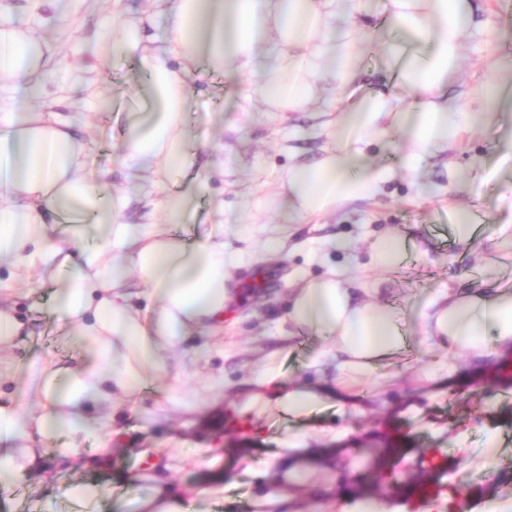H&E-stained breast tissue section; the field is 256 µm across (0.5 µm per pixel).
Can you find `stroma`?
Segmentation results:
<instances>
[{
  "label": "stroma",
  "mask_w": 512,
  "mask_h": 512,
  "mask_svg": "<svg viewBox=\"0 0 512 512\" xmlns=\"http://www.w3.org/2000/svg\"><path fill=\"white\" fill-rule=\"evenodd\" d=\"M145 8V0H0V24L33 30L54 52L47 70L33 78L31 101L71 122L77 136L99 143L91 168L106 176L116 193L130 191L139 181L120 170L115 156L124 132V100L142 81L143 71L135 54L105 59L99 46L106 36L122 37L126 26L137 24L144 40L163 48L167 19L160 14L146 17ZM358 65L363 82L357 96L392 95L393 84L382 70L376 41L364 43ZM511 73L512 0H474L464 58L448 85L449 104L471 117L460 143L428 156L422 177L415 182L401 167L405 142L389 136L370 149L377 162L394 169L383 192L311 220L288 208L287 176L291 167L321 155L333 132L332 122L341 120L343 106L334 84L319 87L309 111L284 113L270 111L260 94L244 97L239 85L227 78L196 74L188 101L191 141L223 146L224 169L199 185L189 222L247 224L256 206L267 200L268 223L284 228L283 251L265 269L264 287L236 305L223 328L176 341L170 352L171 371L186 372L191 383L202 388L192 407L169 403L171 381L161 379L153 394L122 404L130 432L125 445L112 451L107 466L88 465L106 445L94 436L83 441L81 459L70 466H60L54 452H47L27 484L0 492V512H120L116 498L149 496L140 451L156 446L165 449L176 482L201 481L206 470L196 466L195 450L218 443L230 448L239 439L224 426L225 413L243 400L234 384L273 352L279 353L288 377H300L307 355L321 347L316 335L290 331L283 315L289 284L320 276L325 265H344L349 288L382 281L383 301L407 312L444 286L486 287L482 265L498 254L492 230L502 220L498 186L502 178L512 177V161L504 157L505 144L512 139V101L491 100L481 87L490 77ZM488 112L499 113L498 131L486 130ZM459 205L469 208L480 225L477 242L469 249L452 235ZM383 233L410 240L402 263L388 269L375 267L367 249L369 240ZM333 239L347 240L349 249L341 253L330 248ZM318 246L325 249L320 265L310 259L311 249ZM52 290L49 284L31 290L10 279L6 266H0V297L14 304L26 329L25 337L9 351L15 380L0 387V397L25 409L37 405L35 371L43 362L75 369L87 358L85 347L74 342L68 322L54 311ZM407 331V348L382 361L373 380L391 383L394 395L412 401L415 409L348 418L352 432L344 441L343 464L355 462L370 469L389 438L401 439L406 456L397 479L405 485L424 452L441 448L448 455L444 481L467 495L468 512H489L494 502L502 512H512V381H478L451 392L436 389L422 374L447 361L448 355L425 339L416 322H408ZM336 416L337 407L330 404L299 421L277 415L263 418L265 433L254 454L256 468H263L281 450L288 435L313 434L320 423ZM494 442L501 453L489 469L483 460ZM130 475L136 482L128 487L122 479ZM78 484H95L112 494L86 509L67 493ZM256 489L255 474L236 469L211 494L194 500L190 510L258 512Z\"/></svg>",
  "instance_id": "1"
}]
</instances>
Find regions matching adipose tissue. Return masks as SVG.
<instances>
[{
	"instance_id": "adipose-tissue-1",
	"label": "adipose tissue",
	"mask_w": 512,
	"mask_h": 512,
	"mask_svg": "<svg viewBox=\"0 0 512 512\" xmlns=\"http://www.w3.org/2000/svg\"><path fill=\"white\" fill-rule=\"evenodd\" d=\"M151 2L170 19L165 49L141 47L133 29L102 47L115 56L140 51L148 73L145 93L153 107L128 113L117 148L126 171H145L155 162L168 174L189 166L185 112L199 69L248 83L278 111L302 112L325 78L340 89L356 84V56L370 33L382 45L385 71L412 102L397 111L387 96L374 94L348 105L325 155L288 173L299 211L319 217L379 195L391 173L372 163L368 149L388 133L404 138V169L415 180L424 156L464 131L443 97L463 56L471 0H388L384 30L365 23V0ZM43 62L39 38L0 27V262L21 281L56 268L58 311L89 356L76 369L43 366L38 391L46 402L39 412L0 403L1 489L29 479L48 439L68 438V446L56 451L64 462L78 456L88 433L124 438L122 415L100 413L104 402L141 398L168 375L184 386L183 375L169 373L167 350L180 337L223 323L225 311L245 299L243 289L231 285L233 272L255 266L227 239L223 225L188 237L174 234L192 212L190 186L169 190L163 181L144 180L136 190L151 208L153 226L124 223L126 197L91 175V143L78 141L55 113L18 101L19 89ZM344 274L335 266L289 292L286 321L320 335L324 345L306 363L308 379L286 377L274 359L249 379V393L232 412V425L246 443L261 435L258 418L266 413L301 418L329 402L344 417L365 413L361 386L403 338L379 288L363 284V298L355 300L342 285ZM133 278L140 286L136 293L127 288ZM414 315L428 340L448 353L447 362L426 374L437 386L496 376L501 360H512L510 285L475 292L447 287L418 303ZM348 433L337 422L322 426L320 448L288 438L259 473L271 489L258 495V506L275 512L289 500L277 485L294 482L309 484L317 501L332 496L342 504L355 501L358 512H390L385 499L363 500L365 483L341 477L328 485L310 483L316 472L332 470L334 444ZM161 454L158 448L141 452L152 493L139 501L140 512H186L185 498L203 496L209 487L174 483Z\"/></svg>"
}]
</instances>
